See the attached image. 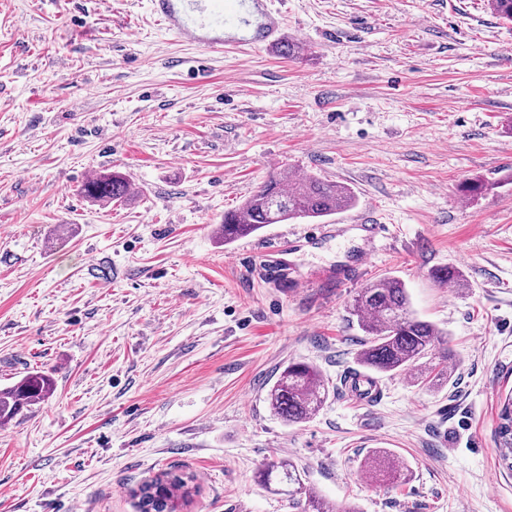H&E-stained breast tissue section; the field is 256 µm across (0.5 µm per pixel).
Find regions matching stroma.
I'll return each mask as SVG.
<instances>
[{
  "mask_svg": "<svg viewBox=\"0 0 512 512\" xmlns=\"http://www.w3.org/2000/svg\"><path fill=\"white\" fill-rule=\"evenodd\" d=\"M282 38L302 56L202 51L148 0H0V386L54 382L0 425V512H134L164 470L192 479L178 512H293L255 479L273 455L359 512H512V23L488 0H286ZM104 169L129 200L84 196ZM284 170L350 187L388 240L337 213L224 244ZM383 276L447 332L450 378L381 374L362 404L350 303ZM298 361L330 395L287 425L266 393ZM377 448L401 477L365 476ZM345 386L351 398L359 397L362 400H371L378 395L376 387L371 384L369 379L361 374H355V372L348 376ZM498 420L495 433L500 456L507 468L512 470V394L504 399Z\"/></svg>",
  "mask_w": 512,
  "mask_h": 512,
  "instance_id": "stroma-1",
  "label": "stroma"
}]
</instances>
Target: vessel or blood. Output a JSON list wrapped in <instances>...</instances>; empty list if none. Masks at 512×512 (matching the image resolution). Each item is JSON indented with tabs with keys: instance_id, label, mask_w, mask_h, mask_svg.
Segmentation results:
<instances>
[{
	"instance_id": "b4317fda",
	"label": "vessel or blood",
	"mask_w": 512,
	"mask_h": 512,
	"mask_svg": "<svg viewBox=\"0 0 512 512\" xmlns=\"http://www.w3.org/2000/svg\"><path fill=\"white\" fill-rule=\"evenodd\" d=\"M245 0H150V10L173 36L188 41L207 52L224 48V32L239 26ZM260 23L245 45L256 47L274 42L282 27L280 12L269 9L267 0H254ZM349 397L374 399L378 391L368 378L350 374L345 382Z\"/></svg>"
}]
</instances>
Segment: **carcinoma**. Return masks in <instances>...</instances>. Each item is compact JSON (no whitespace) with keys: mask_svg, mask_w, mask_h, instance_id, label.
Wrapping results in <instances>:
<instances>
[{"mask_svg":"<svg viewBox=\"0 0 512 512\" xmlns=\"http://www.w3.org/2000/svg\"><path fill=\"white\" fill-rule=\"evenodd\" d=\"M488 2L498 18L512 23V0ZM129 191L128 180L117 172L101 171L84 186L87 196L110 202L124 201ZM355 203L356 196L350 188L317 175L290 181L281 175H271L241 207L224 214V244L270 224L327 217ZM432 278L440 287L450 283L463 286L462 274L456 269H436ZM351 312L367 336L358 354L362 368L379 374H410L415 382L430 387L448 379L447 333L413 314L401 279L383 277L367 283L354 297ZM52 391L50 376L39 371L0 388V424L49 397ZM329 394L330 387L316 367L291 362L268 390L267 401L274 415L294 425L313 418ZM495 433L501 459L512 470V395L503 401ZM365 467L374 478L398 471L393 455L381 448L372 451ZM258 480L267 488L274 484L288 486V501L297 512H357L352 506H335L316 495L306 486L297 466L286 457L266 459ZM189 495L188 481L172 471H162L131 491L135 512H175L178 500Z\"/></svg>","mask_w":512,"mask_h":512,"instance_id":"1","label":"carcinoma"}]
</instances>
